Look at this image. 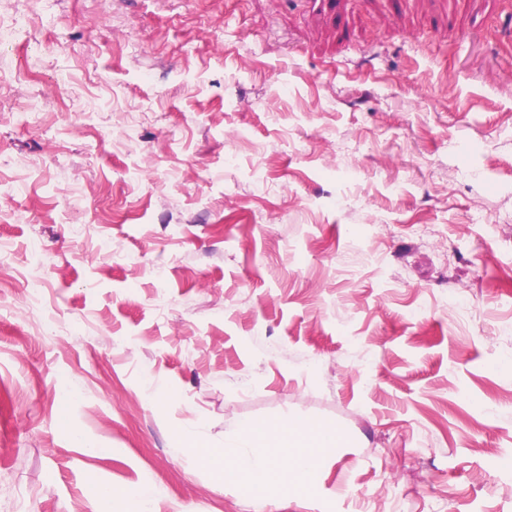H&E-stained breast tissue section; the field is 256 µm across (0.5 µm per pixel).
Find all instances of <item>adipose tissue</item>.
Segmentation results:
<instances>
[{
    "mask_svg": "<svg viewBox=\"0 0 512 512\" xmlns=\"http://www.w3.org/2000/svg\"><path fill=\"white\" fill-rule=\"evenodd\" d=\"M184 437L225 482L250 488L257 512H266L274 491L311 492L318 469L345 439L337 426L319 419L249 423L236 442L221 448L211 447L191 430Z\"/></svg>",
    "mask_w": 512,
    "mask_h": 512,
    "instance_id": "1",
    "label": "adipose tissue"
}]
</instances>
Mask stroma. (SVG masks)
<instances>
[{
	"mask_svg": "<svg viewBox=\"0 0 512 512\" xmlns=\"http://www.w3.org/2000/svg\"><path fill=\"white\" fill-rule=\"evenodd\" d=\"M0 23V512H255L181 433L281 418L273 512H512V0Z\"/></svg>",
	"mask_w": 512,
	"mask_h": 512,
	"instance_id": "1",
	"label": "stroma"
}]
</instances>
